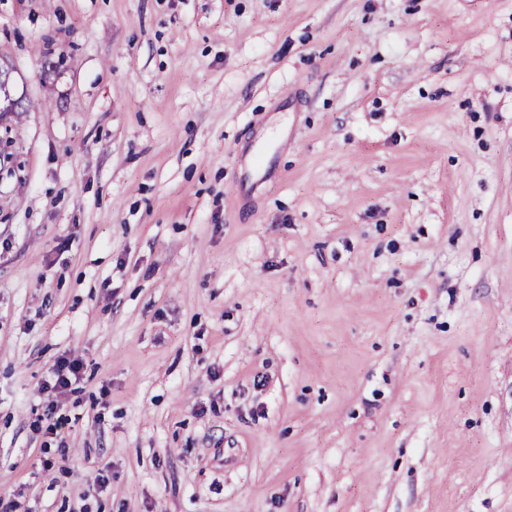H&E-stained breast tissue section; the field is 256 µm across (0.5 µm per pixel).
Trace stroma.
I'll return each mask as SVG.
<instances>
[{
    "instance_id": "1",
    "label": "stroma",
    "mask_w": 512,
    "mask_h": 512,
    "mask_svg": "<svg viewBox=\"0 0 512 512\" xmlns=\"http://www.w3.org/2000/svg\"><path fill=\"white\" fill-rule=\"evenodd\" d=\"M0 60L16 512H512V0H0ZM82 369L83 365L79 359L61 357L56 362L50 379H46L42 384L41 393L52 398L44 411L45 419L48 422V430L53 431L61 426L60 417L54 419L58 405L53 398L60 394L74 392L76 388L73 385L80 381Z\"/></svg>"
}]
</instances>
